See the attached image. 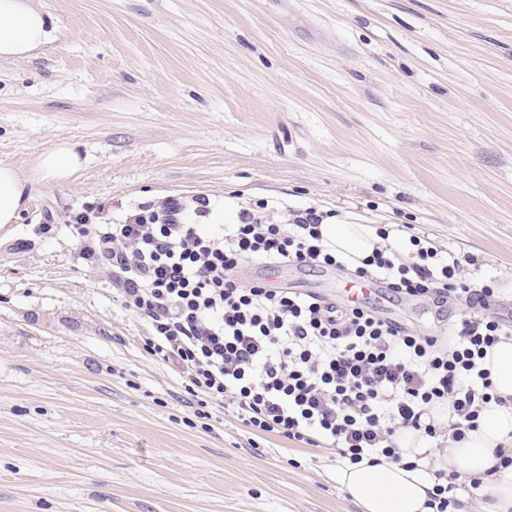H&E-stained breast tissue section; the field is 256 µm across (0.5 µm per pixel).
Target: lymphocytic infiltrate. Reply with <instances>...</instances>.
Listing matches in <instances>:
<instances>
[{
  "mask_svg": "<svg viewBox=\"0 0 512 512\" xmlns=\"http://www.w3.org/2000/svg\"><path fill=\"white\" fill-rule=\"evenodd\" d=\"M267 203L242 209L219 232L188 223L183 204L166 202L126 216L98 237L112 262V283L152 332L145 350L169 363L197 400L232 407L257 433H278L311 447L327 445L355 465L384 457L400 463L396 438L411 429L435 439L429 404L451 401L454 432L476 426L492 382L481 361L512 338V321L486 316L493 288L463 277L469 259L439 254L423 238L403 249L390 231L353 275L380 280L392 294L454 299L459 318L448 341L394 325L364 303L342 306L314 295L243 280L257 262L334 266L321 243L325 214L309 207L289 223L270 222Z\"/></svg>",
  "mask_w": 512,
  "mask_h": 512,
  "instance_id": "lymphocytic-infiltrate-1",
  "label": "lymphocytic infiltrate"
}]
</instances>
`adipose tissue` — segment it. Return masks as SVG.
Returning a JSON list of instances; mask_svg holds the SVG:
<instances>
[{
	"instance_id": "obj_1",
	"label": "adipose tissue",
	"mask_w": 512,
	"mask_h": 512,
	"mask_svg": "<svg viewBox=\"0 0 512 512\" xmlns=\"http://www.w3.org/2000/svg\"><path fill=\"white\" fill-rule=\"evenodd\" d=\"M50 40L48 21L32 0H0V60L30 58ZM80 166L74 147L60 142L40 155L37 173L42 179L62 182ZM29 183L21 169L0 162V229L20 220L29 199ZM319 230L326 248L354 264L381 243L375 226L369 224L326 222ZM482 366L490 373L495 399L482 405L475 429L453 436L448 430L454 419L452 406L439 401L429 412L447 427L441 447H430L427 439H416L409 432L401 440L403 446L414 449V469L384 459L374 465L365 461L350 465L340 472L339 481L360 512H430L425 503L439 472L455 476L458 482L452 493L455 512H512V467L498 468L495 455L496 450L512 448V340L490 348ZM471 478L482 483V501H471L463 488Z\"/></svg>"
}]
</instances>
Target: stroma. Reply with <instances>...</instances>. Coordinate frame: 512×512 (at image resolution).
<instances>
[{"instance_id":"obj_1","label":"stroma","mask_w":512,"mask_h":512,"mask_svg":"<svg viewBox=\"0 0 512 512\" xmlns=\"http://www.w3.org/2000/svg\"><path fill=\"white\" fill-rule=\"evenodd\" d=\"M53 40L0 60V161L83 164L29 185L0 233V512H359L330 450L196 421L95 234L141 206L267 202L406 224L512 285V0H34ZM86 215L85 231L75 218ZM323 296L340 269L288 267ZM392 313L444 336L429 301ZM81 160L74 147L60 142L43 152L37 162V174L50 182L69 180L80 169Z\"/></svg>"}]
</instances>
